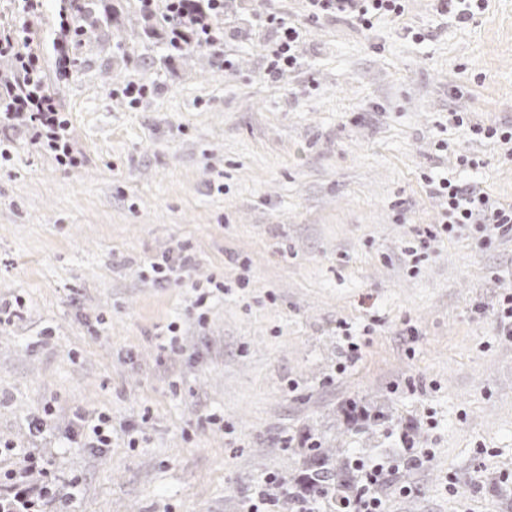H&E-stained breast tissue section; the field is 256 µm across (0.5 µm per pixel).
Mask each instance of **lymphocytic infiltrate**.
<instances>
[{
	"label": "lymphocytic infiltrate",
	"instance_id": "obj_1",
	"mask_svg": "<svg viewBox=\"0 0 512 512\" xmlns=\"http://www.w3.org/2000/svg\"><path fill=\"white\" fill-rule=\"evenodd\" d=\"M145 16H153L164 7L169 24V43L186 42L198 46L218 47L224 43V30L215 20L224 13V0H140ZM312 17L333 15L364 29H372L376 20L403 16L405 0H308ZM84 9L83 0H59L58 26L52 42L53 60L29 47L28 28L0 30V57L11 58V73L0 74V132L13 121H24L29 139L40 150L54 157L58 165L75 167L83 162L71 132V122L58 98L48 89L47 72L57 81L68 80L76 64L73 47L82 27L75 17ZM426 185L443 200L445 220L439 224L418 225L414 233L419 242L455 233L472 226L481 234L483 244L512 236V204L493 198L477 182L446 177L426 178ZM358 473V491L340 500L337 512H384V504L376 494L381 484L396 473L393 465L368 464L354 460Z\"/></svg>",
	"mask_w": 512,
	"mask_h": 512
}]
</instances>
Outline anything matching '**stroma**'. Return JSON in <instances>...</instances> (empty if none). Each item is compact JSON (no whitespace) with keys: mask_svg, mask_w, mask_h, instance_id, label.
<instances>
[{"mask_svg":"<svg viewBox=\"0 0 512 512\" xmlns=\"http://www.w3.org/2000/svg\"><path fill=\"white\" fill-rule=\"evenodd\" d=\"M57 9L0 0V24H28L48 59ZM270 14L302 29L273 78ZM86 28L69 80H47L84 163L18 131L0 166V303L17 307L0 316V441L39 449L51 512H248L261 493L284 512L306 439L393 460L410 421L434 456L384 485L387 512H512V338L492 315L512 241L482 248L471 228L404 253L443 220L424 176L512 202V162L448 123L512 122V0L464 26L407 0L369 30L307 0H233L223 47L178 53L138 0H97ZM138 80L154 91L133 109L115 91ZM185 245L192 265L157 283L150 260ZM342 322L360 350L340 373ZM351 401L377 421L348 420ZM101 412L106 454L69 441Z\"/></svg>","mask_w":512,"mask_h":512,"instance_id":"stroma-1","label":"stroma"}]
</instances>
